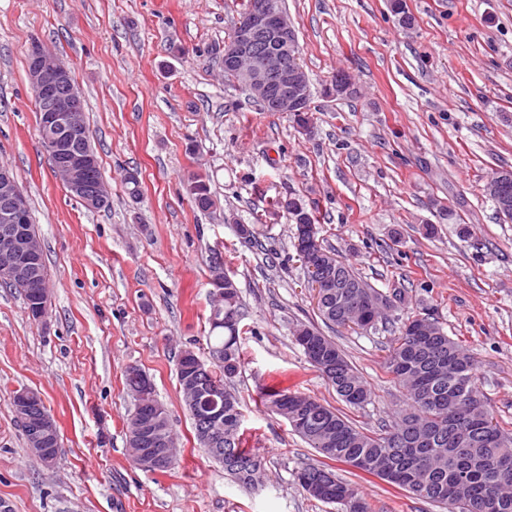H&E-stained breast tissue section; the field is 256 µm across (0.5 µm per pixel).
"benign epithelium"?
<instances>
[{
	"label": "benign epithelium",
	"mask_w": 512,
	"mask_h": 512,
	"mask_svg": "<svg viewBox=\"0 0 512 512\" xmlns=\"http://www.w3.org/2000/svg\"><path fill=\"white\" fill-rule=\"evenodd\" d=\"M298 36L288 12L274 0H253L249 14L239 23L232 40L221 49L224 69L236 76V83L256 101L272 112L285 114L307 111L311 87L303 67L298 64ZM28 79L40 95L38 133L48 152L55 178L68 194L83 205L99 209L111 199L105 183L91 182L98 159L85 144L86 127L82 118L80 92L70 68L58 55L35 43L28 53ZM512 182V169H501L486 183L484 192L498 197L506 205L512 197L504 193ZM29 202L18 186L12 170L0 167V281L17 288H29L33 300L26 309L28 316L41 322L50 311V288L40 275L43 259L40 239L21 233L18 225L27 223ZM310 272V284L315 303L329 296L335 282L327 275V265L321 259L303 256ZM138 398L143 412L134 431L131 445L139 448L137 460L158 469L172 456V443L160 431L156 405L149 399L152 383L140 375ZM43 401L42 394L25 388L14 397L16 410L25 413L28 447L47 466H53L59 456V430L52 415L34 409ZM192 417L204 421L206 428L201 442L208 448L219 446L217 433L224 427V399L211 390L209 405L201 410L190 408Z\"/></svg>",
	"instance_id": "7a95c632"
}]
</instances>
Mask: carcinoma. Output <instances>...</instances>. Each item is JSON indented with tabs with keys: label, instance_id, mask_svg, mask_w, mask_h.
Listing matches in <instances>:
<instances>
[{
	"label": "carcinoma",
	"instance_id": "carcinoma-1",
	"mask_svg": "<svg viewBox=\"0 0 512 512\" xmlns=\"http://www.w3.org/2000/svg\"><path fill=\"white\" fill-rule=\"evenodd\" d=\"M390 11L400 25L414 18L402 0H393ZM195 207L208 212L215 206L210 177L195 174ZM295 226V250L326 256L335 278L354 284L334 288L327 302L317 307L322 322L343 327L345 320L363 321L362 330L400 323L387 347L383 367L402 390L403 408L395 422L375 431H363L340 410L299 391L259 388L261 403L286 419L292 430L322 457L295 472L299 486L309 496L336 506L338 512H368V505L350 481L336 475L327 461L356 468L364 476L377 477L412 498L436 505L446 512H512V469L499 470L494 458L512 461V433L494 415L487 397L476 383V359L448 336L442 322L427 309L399 321L394 312L405 303L395 288L384 292L369 284L353 266L322 245L318 233L308 235L297 215L286 210ZM245 316L240 291L224 294L221 309L209 316L210 348L224 353V362L208 364L213 377L224 386V453L205 452L224 465L239 483L257 487L264 459L244 446L242 413L237 396L227 388L241 370L243 359L240 322ZM295 341L306 337L303 352L309 364L335 389L347 406L362 409L371 400L365 380L339 349L317 327L300 324ZM430 437L427 448L414 447L415 436Z\"/></svg>",
	"mask_w": 512,
	"mask_h": 512
}]
</instances>
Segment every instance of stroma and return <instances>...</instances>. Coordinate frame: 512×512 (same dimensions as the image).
I'll return each mask as SVG.
<instances>
[{"label": "stroma", "mask_w": 512, "mask_h": 512, "mask_svg": "<svg viewBox=\"0 0 512 512\" xmlns=\"http://www.w3.org/2000/svg\"><path fill=\"white\" fill-rule=\"evenodd\" d=\"M243 2L0 0V165L30 199L52 290L38 323L0 284V512H337L295 479L318 453L256 399L261 386L291 388L343 406L292 336L319 316L293 228L271 206L291 195L318 209L324 245L369 283L404 289L400 318L434 310L474 353L477 384L512 429V223L482 191L493 171L512 169V0H406L408 28L388 0H286L313 90L308 134L224 81L211 49ZM36 42L74 74L110 209L87 210L52 173L26 74ZM339 72L355 94L324 96ZM196 172L209 174L216 199L205 213L186 190ZM238 222L255 226L258 243L239 240ZM217 247L245 305L234 389L247 445L265 462L255 491L199 447L176 377L182 349L209 356ZM330 334L371 390L350 419L367 430L391 423L402 395L382 368L389 333ZM130 365L168 411L179 446L169 472L131 458ZM24 388L57 422L53 468L26 445L13 406ZM356 485L369 512H441L375 477Z\"/></svg>", "instance_id": "stroma-1"}]
</instances>
